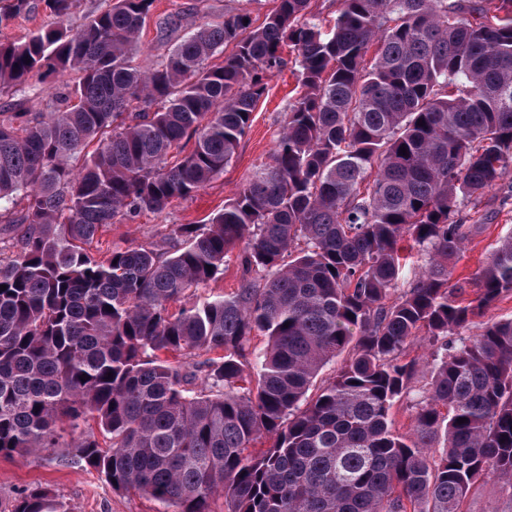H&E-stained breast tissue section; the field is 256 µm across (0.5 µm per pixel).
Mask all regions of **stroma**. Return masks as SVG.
I'll list each match as a JSON object with an SVG mask.
<instances>
[{
  "label": "stroma",
  "instance_id": "stroma-1",
  "mask_svg": "<svg viewBox=\"0 0 512 512\" xmlns=\"http://www.w3.org/2000/svg\"><path fill=\"white\" fill-rule=\"evenodd\" d=\"M276 6L275 0H156L154 18L148 21L141 42L153 59L167 52L158 36L156 18L187 14V29H194L227 10L250 12L254 25H262ZM297 79L291 68L271 75L268 92L258 102L252 124L222 173L192 197L172 202L159 213L145 212L134 220L103 229L91 252L131 246L164 244L179 225L205 224L254 174L269 162L278 132L287 119L288 103L295 94ZM469 223L482 230L466 246L456 263L453 277H471L487 261L498 242L512 234V173L489 190L478 212H467ZM74 435H65L61 447L30 454L0 456V512H10L14 498L35 486L48 488L67 502L73 512H156L158 505L139 494L112 490L104 476L86 469L78 458ZM467 512H512V482L491 476L470 491Z\"/></svg>",
  "mask_w": 512,
  "mask_h": 512
}]
</instances>
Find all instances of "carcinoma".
Returning a JSON list of instances; mask_svg holds the SVG:
<instances>
[{
    "label": "carcinoma",
    "mask_w": 512,
    "mask_h": 512,
    "mask_svg": "<svg viewBox=\"0 0 512 512\" xmlns=\"http://www.w3.org/2000/svg\"><path fill=\"white\" fill-rule=\"evenodd\" d=\"M154 2L107 0L75 26L80 0H0V26L51 18L0 44V93L72 79L49 111L0 119V224L19 246L0 257V455L78 431L84 466L158 512H215L219 495L225 512H463L478 481L512 482V318L463 335L512 293V235L451 281L482 229L463 208L512 171V15L339 0L329 26L312 0H276L262 25L226 12L154 62ZM285 45L300 91L224 210L161 249L87 251L224 171ZM233 251L240 287L190 301ZM421 340L431 358L405 359ZM419 373L400 435L391 410ZM11 512L73 510L35 487Z\"/></svg>",
    "instance_id": "obj_1"
}]
</instances>
